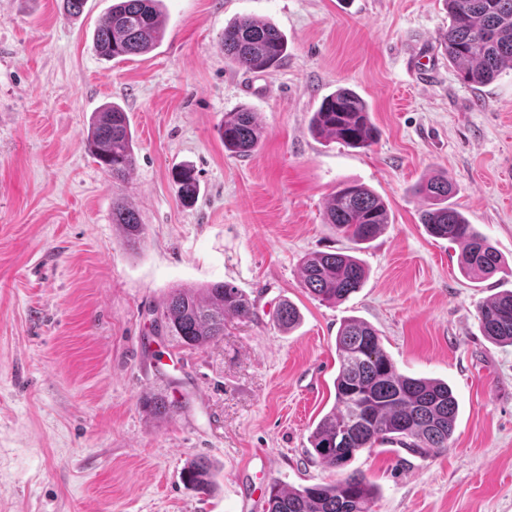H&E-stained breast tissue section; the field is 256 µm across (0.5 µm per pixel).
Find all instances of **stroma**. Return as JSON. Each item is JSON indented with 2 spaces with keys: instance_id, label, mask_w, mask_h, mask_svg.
<instances>
[{
  "instance_id": "35a3bbf8",
  "label": "stroma",
  "mask_w": 512,
  "mask_h": 512,
  "mask_svg": "<svg viewBox=\"0 0 512 512\" xmlns=\"http://www.w3.org/2000/svg\"><path fill=\"white\" fill-rule=\"evenodd\" d=\"M112 0L66 18L62 0H0V512H264L272 481L300 487L367 475L374 512H512V346L488 340L478 306L512 290V68L464 85L439 42L444 0H163L153 52L115 62L92 35ZM275 25L288 55L266 71L226 58L227 24ZM344 86L371 108L375 144L315 136L321 99ZM127 112L135 166L112 184L85 147L92 112ZM245 106L264 129L250 155L219 126ZM192 165L184 206L171 172ZM453 181L450 204L507 271L465 276L458 243L428 234L414 187ZM347 181L390 222L361 251L326 224ZM145 226L129 249L112 207ZM313 252L356 253L361 288L328 306L302 288ZM224 281L256 305L199 350L158 333L174 288ZM301 320L276 322L281 302ZM374 327L398 371L442 380L458 402L447 450L397 444L330 468L308 441L335 402L336 335ZM182 401L156 421L139 399ZM209 490L186 486L196 458ZM182 477L186 484L199 490H207L212 484L211 465L204 458L193 460L184 468Z\"/></svg>"
}]
</instances>
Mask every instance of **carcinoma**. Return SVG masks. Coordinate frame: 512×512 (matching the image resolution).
Returning a JSON list of instances; mask_svg holds the SVG:
<instances>
[{
	"mask_svg": "<svg viewBox=\"0 0 512 512\" xmlns=\"http://www.w3.org/2000/svg\"><path fill=\"white\" fill-rule=\"evenodd\" d=\"M162 0H116L94 33V47L105 59L140 56L163 40ZM448 29L441 45L460 80L471 86L493 81L512 66V0H445ZM224 55L238 66L262 71L276 66L287 51V40L272 24L241 16L224 27ZM314 135L332 138L346 146L368 148L378 137L363 98L350 88H339L323 98L313 112ZM264 130L257 113L239 109L224 114L220 136L224 150L239 156L251 154ZM89 152L114 183L126 180L134 166V138L128 116L116 104L93 113L87 132ZM181 202L189 206L199 193L193 168L173 172ZM453 185L447 176L429 178L414 192L427 209L422 223L435 238L463 245L460 267L480 276L500 270L502 258L475 225L448 204ZM112 223L121 228L131 249L144 234L136 209L126 204L112 208ZM325 223L336 234L359 246L372 241L389 224L384 201L360 183H344L333 194ZM301 284L320 302L334 306L356 292L366 269L355 256L340 252H314L299 268ZM159 327L182 345L203 348L224 336L229 317L248 318L253 304L241 289L227 282L204 288H174L159 310ZM483 335L512 345V291L497 295L478 309ZM299 320L296 307L283 302L277 322L285 331ZM340 368L335 381V403L309 436L313 456L330 467L346 466L358 453L381 444H400L407 451L428 455L448 449L458 413V403L447 383L401 374L385 351L376 329L349 318L336 336ZM140 405L156 418L169 417L182 404L163 394H147ZM186 484L206 490L212 484L211 465L204 458L183 470ZM375 489L368 478L353 472L333 484L299 488L279 481L271 484L266 512H373Z\"/></svg>",
	"mask_w": 512,
	"mask_h": 512,
	"instance_id": "1",
	"label": "carcinoma"
}]
</instances>
